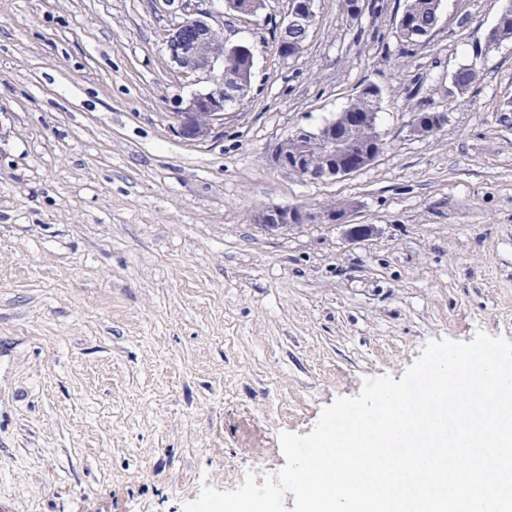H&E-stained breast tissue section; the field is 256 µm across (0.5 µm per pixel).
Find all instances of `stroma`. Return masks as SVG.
I'll use <instances>...</instances> for the list:
<instances>
[{
    "instance_id": "obj_1",
    "label": "stroma",
    "mask_w": 512,
    "mask_h": 512,
    "mask_svg": "<svg viewBox=\"0 0 512 512\" xmlns=\"http://www.w3.org/2000/svg\"><path fill=\"white\" fill-rule=\"evenodd\" d=\"M380 3L353 21L318 0L295 58L277 51L288 0L226 18L251 90L190 142L175 110L200 85L164 36L191 0H0V512H183L201 485L280 469L281 432L401 379L429 341H512V40H485L503 0H443L415 46L404 0ZM368 83L372 165H270ZM421 109L441 132L413 134ZM346 201L363 241L254 220Z\"/></svg>"
}]
</instances>
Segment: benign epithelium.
Returning a JSON list of instances; mask_svg holds the SVG:
<instances>
[{
	"instance_id": "1",
	"label": "benign epithelium",
	"mask_w": 512,
	"mask_h": 512,
	"mask_svg": "<svg viewBox=\"0 0 512 512\" xmlns=\"http://www.w3.org/2000/svg\"><path fill=\"white\" fill-rule=\"evenodd\" d=\"M225 9L240 16H256L266 8V0H223ZM316 11V0H289L288 13L279 30V38L288 35V29L307 25ZM166 47L169 59L179 72L193 76L204 84V88L188 99L178 101L175 112L177 133L185 140L199 141L206 138L217 125L224 124V110L227 105L244 100L250 91L245 84L229 85L224 79V52L231 47L237 53L251 57L250 49L242 44H234L224 39V21L208 8H194L182 18L168 33ZM435 124L420 128L413 123V132L421 137L432 136L447 124L448 117L443 112L436 113ZM292 136L305 143L313 154L326 158L336 157V152L351 142V137L336 138V123L329 122L315 130L298 129ZM383 151L380 136H375L374 145L360 153L350 147L345 151V159L339 164L330 163L323 169L303 170L302 155L288 154V139L277 143L271 153L274 166L288 169L297 174H305L310 179L326 177H346L370 166ZM347 212L339 214L312 211L298 207L281 206L263 210L257 215L260 223L270 229H278L285 224H342Z\"/></svg>"
}]
</instances>
